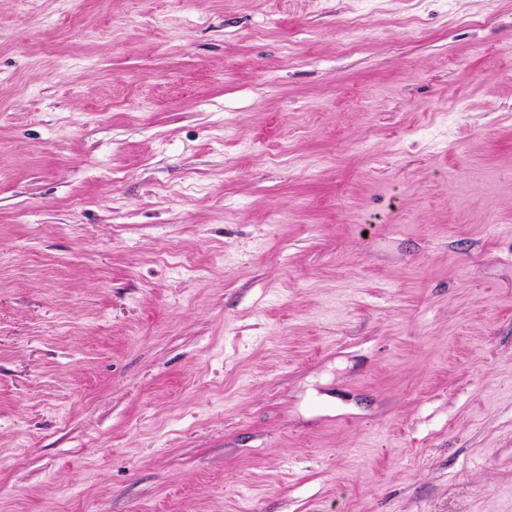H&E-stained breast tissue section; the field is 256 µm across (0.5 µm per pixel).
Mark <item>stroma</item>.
<instances>
[{
    "instance_id": "1",
    "label": "stroma",
    "mask_w": 512,
    "mask_h": 512,
    "mask_svg": "<svg viewBox=\"0 0 512 512\" xmlns=\"http://www.w3.org/2000/svg\"><path fill=\"white\" fill-rule=\"evenodd\" d=\"M0 512H512V0H0Z\"/></svg>"
}]
</instances>
